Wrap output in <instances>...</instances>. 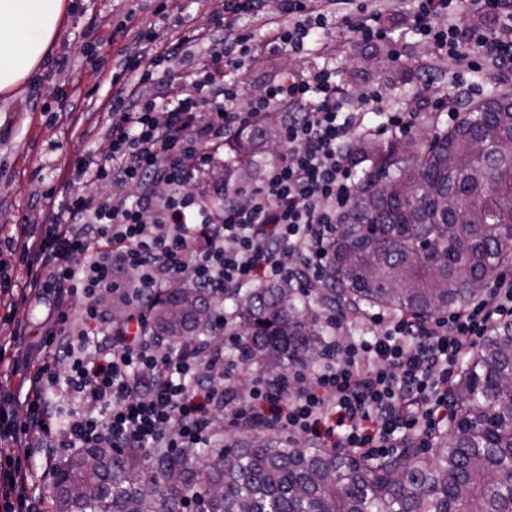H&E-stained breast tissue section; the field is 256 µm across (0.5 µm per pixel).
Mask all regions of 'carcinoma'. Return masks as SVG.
Instances as JSON below:
<instances>
[{"instance_id": "obj_1", "label": "carcinoma", "mask_w": 512, "mask_h": 512, "mask_svg": "<svg viewBox=\"0 0 512 512\" xmlns=\"http://www.w3.org/2000/svg\"><path fill=\"white\" fill-rule=\"evenodd\" d=\"M278 136L267 125L230 143L234 164L251 176L255 156ZM361 170L351 206L336 229L326 288L282 280L224 295L236 322L229 354L267 372L306 369L327 346L317 309L357 315L387 306L426 319L480 298L512 262V95L469 105L446 129L419 128L400 139L361 138ZM160 336L201 340L212 301L174 281L152 313ZM434 451L407 444L398 453L288 447L248 430L205 460L156 454L140 473L130 448H88L58 464L57 512H181L205 487V512H512V320L498 322L448 390V428Z\"/></svg>"}]
</instances>
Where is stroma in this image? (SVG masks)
I'll use <instances>...</instances> for the list:
<instances>
[{
    "label": "stroma",
    "instance_id": "1",
    "mask_svg": "<svg viewBox=\"0 0 512 512\" xmlns=\"http://www.w3.org/2000/svg\"><path fill=\"white\" fill-rule=\"evenodd\" d=\"M223 9L222 0H72L63 36L39 73L10 97L0 98V236L14 234L20 224L46 223L40 204L46 192L60 201L69 196L76 160L92 142L76 134L66 106L88 96L109 99L120 90L113 73L125 41L112 32L128 11H136L162 39L180 12L203 19ZM432 55V47L415 31L399 26L389 48L347 47L337 57V81L344 88L371 85L382 93V110L370 117L377 139H388L383 112L398 104L447 120V111L437 103L449 79H436L428 91L419 75Z\"/></svg>",
    "mask_w": 512,
    "mask_h": 512
}]
</instances>
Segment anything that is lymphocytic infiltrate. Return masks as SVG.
Here are the masks:
<instances>
[{"label": "lymphocytic infiltrate", "instance_id": "f902f5d3", "mask_svg": "<svg viewBox=\"0 0 512 512\" xmlns=\"http://www.w3.org/2000/svg\"><path fill=\"white\" fill-rule=\"evenodd\" d=\"M409 14L434 47L425 80L448 72L455 84L487 67L512 73V0H224L205 21L174 26L156 41L135 14L119 72L127 82L105 107L102 147L81 155L77 188L47 223L27 224L0 240L29 273L27 295L43 305L30 322L8 313L11 340L40 337L0 379V442L43 454L51 482L62 458L83 448H220L217 414L286 438L292 448H336L369 458L425 432L444 416L451 368L500 320H512V276L448 315L424 321L371 313L372 336L337 334L320 364L287 381L265 375L244 392L224 377V350L208 343L169 349L151 312L172 280L213 298L288 278L319 280L352 201L350 141L382 101L364 87L344 106L336 71L309 63L311 49L335 53L343 25L353 46L387 44L390 19ZM206 52L185 72L171 66L190 44ZM304 64L246 96L231 80L272 56ZM157 81L147 98L143 84ZM276 117L283 148L251 186L200 189L205 167L226 143ZM111 198L89 193L100 181ZM136 185L134 202L123 197ZM124 315L112 319L113 303ZM94 351H87L88 338ZM22 386H13L12 375ZM0 502L9 512H45L28 467L0 465Z\"/></svg>", "mask_w": 512, "mask_h": 512}]
</instances>
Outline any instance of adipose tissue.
Listing matches in <instances>:
<instances>
[{"instance_id": "1", "label": "adipose tissue", "mask_w": 512, "mask_h": 512, "mask_svg": "<svg viewBox=\"0 0 512 512\" xmlns=\"http://www.w3.org/2000/svg\"><path fill=\"white\" fill-rule=\"evenodd\" d=\"M69 0H0V97L40 68L62 35Z\"/></svg>"}]
</instances>
